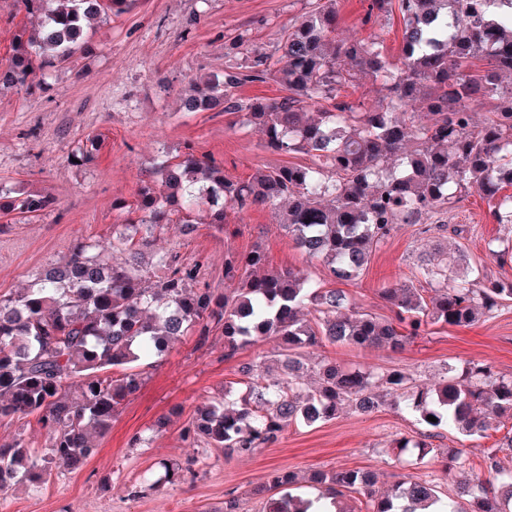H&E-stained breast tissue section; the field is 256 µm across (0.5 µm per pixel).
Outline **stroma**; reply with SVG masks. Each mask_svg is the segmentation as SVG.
Here are the masks:
<instances>
[{
  "mask_svg": "<svg viewBox=\"0 0 512 512\" xmlns=\"http://www.w3.org/2000/svg\"><path fill=\"white\" fill-rule=\"evenodd\" d=\"M306 2L141 0L133 11L101 23L74 67L34 74L22 87L1 86L0 181L48 192L58 207L32 221L0 219V296L29 287L78 240H111L113 225L121 221L113 202L134 201L142 172L185 146L223 164L225 175L236 180L287 162L307 163L302 154L262 149L257 130L234 124L224 113L178 110L192 79L223 74L225 41L245 30L255 45L272 48ZM367 7L368 0H338L340 36L366 37L384 27L385 50L398 56L402 28L397 16L376 25L367 22ZM91 135L100 139L96 152L90 160H76L78 146ZM443 220L465 226V236L454 239L420 224L400 225L374 248L360 276L342 283L349 304L360 312L390 316L379 288L413 282L419 256L437 247L463 250L472 266L512 281V260L500 263L489 255L490 249L512 246V235L492 217L484 195L470 191ZM257 244L268 268L298 271L332 287L323 263L294 246L277 210L268 207L229 213L221 231L203 224L185 235L172 225L156 239L157 248H178L186 261L199 264L204 281L219 293L229 286L224 278L227 252L244 255ZM277 351V342L268 339L228 359L220 331L203 345L193 336L181 338L158 362L142 367L140 389L98 437L94 456L79 468L56 469L40 487L0 494V512H224L231 495L239 499V512H263L268 495L262 487L276 470L297 474L312 497L319 489L307 483V476L340 468L376 471L383 488L411 474L451 497L461 477L479 471L488 449L501 446L512 431V420L505 418L493 421L480 437L445 426L430 428L404 407L387 403L370 414L347 410L313 426L290 424L277 443L249 456L229 458L222 449L183 441L182 431L198 404L227 387L244 389L242 364L259 353L274 357ZM326 358L377 373L398 369L425 387L437 383L445 367L471 361L511 377L512 301L469 328L430 326L427 335L399 351L331 346L308 356L313 364ZM163 417L167 425L155 432ZM136 435L145 438L144 447H130ZM402 437L444 451L461 450L460 462L451 467L437 459L411 464L394 447ZM161 460L191 464L194 474L148 486Z\"/></svg>",
  "mask_w": 512,
  "mask_h": 512,
  "instance_id": "obj_1",
  "label": "stroma"
}]
</instances>
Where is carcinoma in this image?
Wrapping results in <instances>:
<instances>
[{
    "instance_id": "obj_1",
    "label": "carcinoma",
    "mask_w": 512,
    "mask_h": 512,
    "mask_svg": "<svg viewBox=\"0 0 512 512\" xmlns=\"http://www.w3.org/2000/svg\"><path fill=\"white\" fill-rule=\"evenodd\" d=\"M337 0H311L285 28L272 50L241 32L224 45L235 63L224 75L193 81L182 112H223L262 133L261 145L277 154H304L306 164H286L233 180L224 167L198 157L191 146L178 161L145 171L135 200L114 209L112 241L76 242L64 264L40 272L34 283L0 297V423L34 417L46 432L44 448L21 439L0 445V492L38 487L59 467H75L96 452L93 434L106 432L120 405L141 385L139 364L160 358L182 336L208 341L224 336L233 358L263 338L279 343L281 377L265 358L244 364L246 388L203 401L182 437L206 448L249 456L276 442L293 422L333 420L347 406L376 410L382 388L430 427L446 425L468 436L487 430L490 418H512V377L472 362L445 369L434 388H420L399 371L375 375L321 367L312 389L295 372L305 352L326 344L400 350L430 325L472 327L512 299V282L475 275L456 262L427 259L417 277L436 284L434 295L414 284L379 289L393 316L346 313L339 288L317 286L309 276L265 270V252L227 254L224 279L237 282L219 295L200 284L199 266L179 252L140 261L157 230L200 224L222 228L228 212L287 203L281 225L309 257L323 261L334 282L360 275L374 248L400 224H431L442 211L476 190L494 202L499 224H512V0H370L367 19L398 11L403 46L398 58L383 50L382 33L343 39L337 34ZM38 18V32L17 35L12 55L0 63V86H24L35 69L71 67L94 25L122 14L138 0H18ZM364 79L385 94L374 105L349 100L344 86ZM277 83L284 95L244 98L248 83ZM484 100L489 115L478 123L472 106ZM56 208L43 193H18L0 184V215L34 218ZM127 254L112 258L116 246ZM436 421L431 422L427 416ZM398 447L423 460L432 448L403 438ZM483 474L464 477L463 507L442 501L437 486L412 477L385 491L361 469L317 471L311 483L334 505L345 493L367 499L369 512H505L512 503V437L484 456ZM296 476L272 473L264 512H308L310 500L293 493Z\"/></svg>"
}]
</instances>
